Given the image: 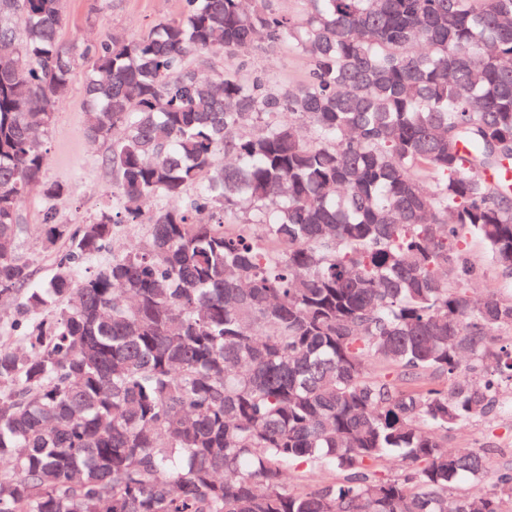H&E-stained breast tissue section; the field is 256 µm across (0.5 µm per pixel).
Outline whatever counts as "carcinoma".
Masks as SVG:
<instances>
[{"instance_id": "carcinoma-1", "label": "carcinoma", "mask_w": 512, "mask_h": 512, "mask_svg": "<svg viewBox=\"0 0 512 512\" xmlns=\"http://www.w3.org/2000/svg\"><path fill=\"white\" fill-rule=\"evenodd\" d=\"M307 4L185 0L80 49L63 0H0V300L26 345H0V512H512V467L445 445L512 394L489 335L512 296L474 304L462 248L512 275V186L486 177L512 166V0ZM256 43L292 45L307 79L190 65ZM87 57L115 203L45 213L68 251L37 284L21 201ZM119 224L143 240L79 277ZM301 468L342 479L292 490Z\"/></svg>"}]
</instances>
